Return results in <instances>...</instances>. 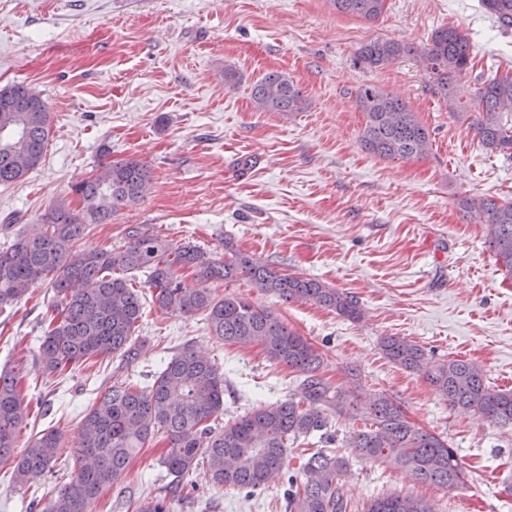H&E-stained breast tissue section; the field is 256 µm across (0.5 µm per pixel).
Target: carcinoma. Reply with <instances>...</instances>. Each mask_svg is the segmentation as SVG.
Instances as JSON below:
<instances>
[{"instance_id": "cac0c4a2", "label": "carcinoma", "mask_w": 512, "mask_h": 512, "mask_svg": "<svg viewBox=\"0 0 512 512\" xmlns=\"http://www.w3.org/2000/svg\"><path fill=\"white\" fill-rule=\"evenodd\" d=\"M385 2L330 0L337 12L370 22L381 17ZM481 2L501 27L512 29V0ZM414 52L401 41L375 39L360 46L357 62L367 69H384ZM421 56L434 94L448 101L453 82L471 67L469 41L456 27L440 28ZM252 99L260 112L290 114L307 108L302 89L284 73L266 75L253 87ZM356 101L366 117L359 137L364 151L400 160L428 148L427 130L399 96L366 85L356 91ZM455 115L468 122L487 151L512 158V75L484 81L475 110L457 105ZM52 123L46 100L33 88H0V184L20 181L41 165ZM151 178L150 168L136 158L103 164L72 187L84 203L81 210L59 201L42 216V223L0 249V310L20 303L39 283L53 288L55 315L39 337L35 365L52 374L110 354L133 361L139 349L132 336L142 307L129 278L144 273L163 313L203 314L212 335L261 347L270 361L299 373V384L288 399L257 406L217 430L210 421L224 411V375L215 361L189 346L145 387L114 381L83 414L75 474L44 512H89L102 490L120 482L131 461L158 434L169 445L161 464L176 479H186L204 464L213 483L251 493L288 469V444L326 430L335 413L364 423L347 439L356 458L404 468L418 482L438 488L464 482L456 449L411 422L395 399L380 393L358 403L352 386L324 378L323 353L272 311L237 294L217 299L206 283L246 279L263 293L286 302H310L352 322L363 318L354 296L239 252L220 261L189 243L173 248L141 224L126 228V242L118 250L77 249L92 225L107 224L137 203ZM458 205L486 225L499 270L512 277V202L463 196ZM184 267L194 270L197 287L182 284L177 270ZM380 349L390 362L423 376L451 409L512 427V390L492 389L475 363L435 360L400 336L382 338ZM25 373L22 362L0 369V463L14 462L16 485L51 469L62 448L61 435L51 430L15 454L30 415L19 388ZM348 467L346 456L331 450L313 453L302 465L301 477L288 476L285 512H349L351 504L340 483ZM172 502L168 495L148 496L137 512H171ZM362 512H435V506L421 497L396 495L375 498Z\"/></svg>"}]
</instances>
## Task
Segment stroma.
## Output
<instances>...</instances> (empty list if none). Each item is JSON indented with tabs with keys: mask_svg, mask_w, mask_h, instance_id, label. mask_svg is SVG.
<instances>
[{
	"mask_svg": "<svg viewBox=\"0 0 512 512\" xmlns=\"http://www.w3.org/2000/svg\"><path fill=\"white\" fill-rule=\"evenodd\" d=\"M448 26L466 34L474 57L454 83L455 102L466 105L486 79L512 72V30L480 0H387L374 22L336 12L329 0H0V87L35 88L53 114L42 164L0 185V219L12 220L0 229V247L58 200L81 209L72 187L103 158L146 163L153 180L142 200L94 225L81 248H119L127 225L144 224L170 245L189 242L218 258L229 245L355 296L365 317L351 322L244 280L210 284L214 296L248 297L306 337L333 382L355 370L363 395H391L412 422L456 448L466 478L450 489L351 459L343 492L353 504L413 494L433 500L437 512H512V429L451 410L379 346L382 337L402 336L435 357L474 361L492 389H512V279L500 271L485 225L457 205L464 195L512 201V159L487 152L433 94L418 50ZM376 38L416 52L384 69L356 65L360 46ZM228 67L240 75L233 88L224 84ZM272 72L299 85L305 111L255 109L252 88ZM363 85L408 104L429 132L425 154L388 160L361 149L365 115L356 91ZM135 284L142 344L122 369L101 357L55 374L34 370L41 327L54 315L48 284L0 310V367L29 365V394L41 406L18 447L45 430L63 436L53 467L26 486L11 485L13 464L0 463V512H41L74 474L80 420L99 389L117 380L150 383L183 342L224 375L218 425L295 391L296 372L260 347L213 336L202 316L162 313L143 275ZM164 452L161 440L142 449L91 512H135L143 497L166 490L173 477L160 464ZM287 477L249 495L213 485L201 465L190 475L192 498L172 512H284Z\"/></svg>",
	"mask_w": 512,
	"mask_h": 512,
	"instance_id": "35a3bbf8",
	"label": "stroma"
}]
</instances>
